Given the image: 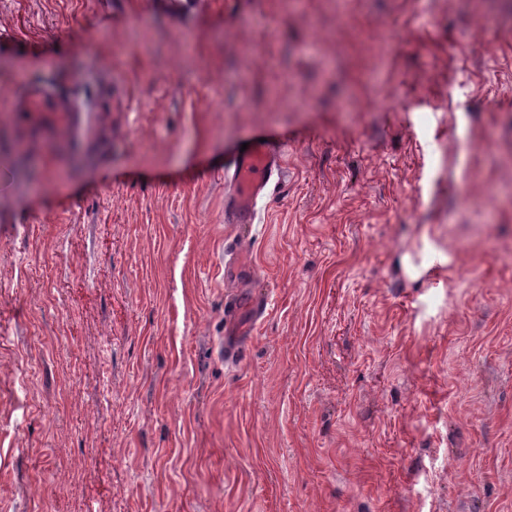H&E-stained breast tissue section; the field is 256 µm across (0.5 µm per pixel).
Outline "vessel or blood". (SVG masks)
I'll return each instance as SVG.
<instances>
[{
	"label": "vessel or blood",
	"mask_w": 512,
	"mask_h": 512,
	"mask_svg": "<svg viewBox=\"0 0 512 512\" xmlns=\"http://www.w3.org/2000/svg\"><path fill=\"white\" fill-rule=\"evenodd\" d=\"M282 173V147L270 140H252L245 151L229 158L224 174L233 184V202L228 211L230 221L252 223L257 200L269 194L273 182L281 178Z\"/></svg>",
	"instance_id": "1"
}]
</instances>
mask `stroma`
I'll return each mask as SVG.
<instances>
[{
  "mask_svg": "<svg viewBox=\"0 0 512 512\" xmlns=\"http://www.w3.org/2000/svg\"><path fill=\"white\" fill-rule=\"evenodd\" d=\"M0 102V512H512V0H0ZM260 138H265L260 142ZM282 147L258 136L247 149L229 158L224 175L233 184V202L225 219L235 224H251L257 200L269 194L275 179L283 173Z\"/></svg>",
  "mask_w": 512,
  "mask_h": 512,
  "instance_id": "obj_1",
  "label": "stroma"
}]
</instances>
